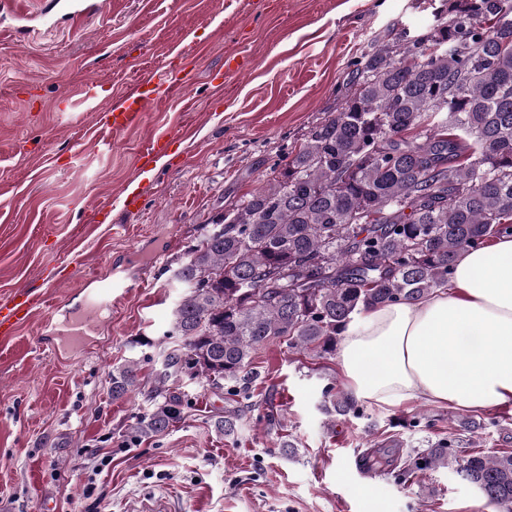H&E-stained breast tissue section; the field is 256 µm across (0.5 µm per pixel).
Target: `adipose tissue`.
<instances>
[{"mask_svg":"<svg viewBox=\"0 0 512 512\" xmlns=\"http://www.w3.org/2000/svg\"><path fill=\"white\" fill-rule=\"evenodd\" d=\"M352 398L393 407L415 397L481 408L512 399V236L461 253L447 287L360 314L341 332Z\"/></svg>","mask_w":512,"mask_h":512,"instance_id":"ef3b65f1","label":"adipose tissue"}]
</instances>
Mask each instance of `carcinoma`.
<instances>
[{
  "mask_svg": "<svg viewBox=\"0 0 512 512\" xmlns=\"http://www.w3.org/2000/svg\"><path fill=\"white\" fill-rule=\"evenodd\" d=\"M353 66L336 110L177 260L175 344L130 438L181 419L169 382L248 390L273 340L330 357L362 311L421 300L460 252L512 235V0H441L431 24L371 38ZM137 371L112 370V398ZM364 459L398 477L447 467L512 512V450L462 454L450 437Z\"/></svg>",
  "mask_w": 512,
  "mask_h": 512,
  "instance_id": "obj_1",
  "label": "carcinoma"
}]
</instances>
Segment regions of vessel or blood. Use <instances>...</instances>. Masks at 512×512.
I'll return each mask as SVG.
<instances>
[{
	"label": "vessel or blood",
	"instance_id": "1",
	"mask_svg": "<svg viewBox=\"0 0 512 512\" xmlns=\"http://www.w3.org/2000/svg\"><path fill=\"white\" fill-rule=\"evenodd\" d=\"M110 9V0H54L51 8L37 10L27 9L23 0H0V15L10 17L13 32L22 34L28 33L34 22L43 31L52 32L58 30L61 21L66 20L76 26L87 17L104 15ZM171 89L172 81L165 71L138 79L135 92L123 97L119 103L104 108L105 127L119 132L134 126L149 101L167 96ZM93 285L89 313L77 314L66 310L59 318L56 338L61 346L78 348L89 342L98 324V311L111 307L130 290L125 280L107 275L94 278ZM44 301V296L20 288L8 300L0 302V342L6 344L12 341L20 326L31 319L35 308Z\"/></svg>",
	"mask_w": 512,
	"mask_h": 512
}]
</instances>
